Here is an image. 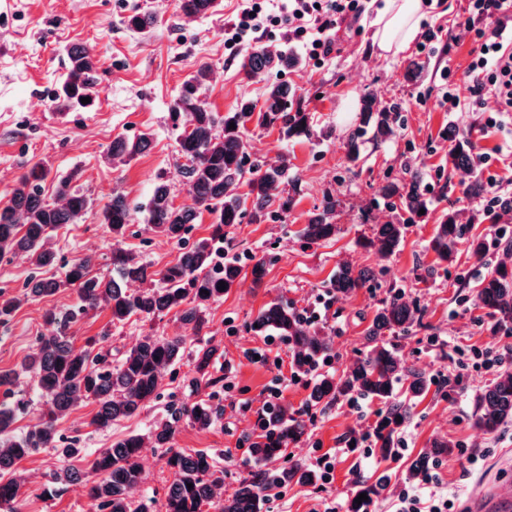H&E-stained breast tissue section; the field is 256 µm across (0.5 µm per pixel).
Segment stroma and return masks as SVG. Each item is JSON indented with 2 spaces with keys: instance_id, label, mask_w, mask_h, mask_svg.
<instances>
[{
  "instance_id": "35a3bbf8",
  "label": "stroma",
  "mask_w": 512,
  "mask_h": 512,
  "mask_svg": "<svg viewBox=\"0 0 512 512\" xmlns=\"http://www.w3.org/2000/svg\"><path fill=\"white\" fill-rule=\"evenodd\" d=\"M383 0H365V10L354 21L330 31L332 53L323 62L304 60L286 78L298 88L294 104L308 112L315 137L289 140L279 127L247 125L250 152L272 162L287 157L301 186L293 194L284 219L260 224L244 221L230 229L228 255L240 256L245 275L238 286L205 311L202 329L180 322L174 315L151 321H129L112 330L114 350L125 351L146 333L181 337L185 355L170 368L160 386L161 396L144 411L113 422L110 429L91 424L95 404L84 402L59 425L63 439H78L82 453L74 465L88 470L96 453L131 434H147L170 405L209 402L223 414L212 426L185 425L173 441L175 449L206 450L216 455L224 470V493L261 471L252 447L254 428L263 410L267 388L281 378L283 405L299 413L307 424L300 441L290 446L274 468L313 470L316 458L335 455L331 482L292 483L264 495L263 512H348L355 479L387 476L386 492L373 499L366 512H394L400 488L410 485L423 494L435 493L454 503V512H470L469 505L483 485L512 483V423L488 434L474 421L476 394L499 370H512V333L492 329L477 299L481 279L503 258L499 227L485 220L472 225L471 236L483 239L485 253L474 258L459 244L453 264L439 263L428 247L444 210L476 214L483 200L464 194L463 175L448 163L450 149L444 133L457 127L483 155L478 170L484 184L495 183L512 194V112L495 109L493 97L475 91L467 73L477 46L476 27H465L467 0H432L422 9L418 31L410 46L398 54L380 53L372 43V22ZM238 0H220L216 11L189 20L180 15L177 0H0V206L9 199L17 178L29 162L43 160L49 175L47 190L73 168L82 171L81 185L91 207L77 224L61 226L52 245L62 261L94 253L99 261L92 272L111 273L108 257L112 237L101 214L114 190L134 205L149 198L158 175L170 181L175 204L190 202V186L178 173L182 163L168 116L170 106L194 67L212 70L204 90L210 109L225 113L244 99L262 101L268 76L246 77L241 69L244 48L229 50L224 31L236 19ZM135 13L155 16L144 33L129 30L125 17ZM88 46L97 60L99 94L94 104L80 110L56 107L51 95L66 71L64 48ZM422 67L418 81L405 78L409 61ZM453 79H446V72ZM456 82L462 107L449 111L443 95ZM383 105L397 104L405 122L396 136L379 147H366L358 163L347 160L345 141L356 124L364 93ZM149 133L152 148L130 165L112 168L106 152L113 139ZM415 166L430 200L426 215L390 209L382 187ZM339 201V231L332 240L309 243L299 231L325 194ZM390 220L404 223L405 238L389 259L361 247L373 225ZM124 248L136 259L161 269L176 262L180 250L150 230L143 221L131 224ZM264 261L265 275L253 283L250 270ZM351 262L373 271L374 278L349 297L337 300L319 326L332 345L331 372L339 376L371 348L368 328L390 289L414 300L421 312L419 326L397 334L393 342L405 366L425 373L428 393L412 402L411 418L396 433L398 451L381 458L365 438L381 412L378 402L350 399L308 406L313 379L294 380L292 345L286 338L266 344L250 325L258 312L274 301L295 308L309 306L327 291L338 266ZM75 289L23 304L0 328V370L18 367L36 348V338L50 333L47 310L76 305ZM202 347L216 351L213 385L191 387L192 356ZM478 349L500 358L497 369L462 362L460 353ZM264 351L267 363L252 362L248 351ZM448 440V456L430 466L426 479H410L413 462L437 440ZM144 480L132 492L135 502H162L170 480L160 449L147 447L142 459ZM58 465L54 450H40L22 461L26 481L15 505L0 512H89L84 484L66 485L54 496L45 489Z\"/></svg>"
}]
</instances>
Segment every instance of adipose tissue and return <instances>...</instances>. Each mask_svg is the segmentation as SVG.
<instances>
[{"mask_svg": "<svg viewBox=\"0 0 512 512\" xmlns=\"http://www.w3.org/2000/svg\"><path fill=\"white\" fill-rule=\"evenodd\" d=\"M421 11L422 0H385L374 21V45L388 53L408 48L414 39Z\"/></svg>", "mask_w": 512, "mask_h": 512, "instance_id": "obj_1", "label": "adipose tissue"}]
</instances>
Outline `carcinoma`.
Segmentation results:
<instances>
[{"mask_svg":"<svg viewBox=\"0 0 512 512\" xmlns=\"http://www.w3.org/2000/svg\"><path fill=\"white\" fill-rule=\"evenodd\" d=\"M216 4L217 0H178V9L187 18H197L213 12ZM66 54L68 68L54 103L69 110L82 106L81 99L93 97L97 67L84 46L74 44L67 48ZM299 64L300 58L292 51L272 53L261 46L250 48L242 59L243 71L248 76L280 74ZM210 74L209 65L197 66L182 84L169 112L172 128L177 131L178 152L186 160L181 173L190 184L191 203L174 205L169 180L162 176L158 177L144 207L131 205L123 193L113 191L110 203L102 212V223L112 234L109 256L112 276L91 273L93 255L65 265L61 279L40 275L42 269L55 265L57 260L50 246L54 230L62 224L77 223L89 207V199L78 185L80 169L75 168L57 180L56 196L60 202L50 203L45 198L49 170L42 160L31 162L19 176L8 203L0 206V257L21 255L34 270L19 294L7 297L0 293V325L8 322L24 301L52 295L69 286L76 288L79 296V303L66 311H46V321L55 325V330L37 338L35 351L18 368L0 370L1 388L12 386L24 374L34 380L38 393L45 398V409L38 422L22 434L15 433L14 423L18 415L27 412L29 401L17 398L0 404V504L17 501L24 485L18 464L43 448H52L59 456L60 466L53 474V484L85 483L95 512H148L147 505H137L131 499V492L143 481L142 453L147 441L154 448L164 449L165 464L171 473L161 512H203L205 506L214 508L215 512H261L262 486L313 481L307 470L285 468L264 473L262 484L245 478L230 495L221 497L224 471L215 455L172 448L183 424L206 429L222 414L220 406L207 402L170 407L161 420L150 426L148 437L129 435L102 449L93 460L89 474L68 465L83 449L56 446L59 422L79 402H94L97 411L91 424L106 429L113 421L130 417L157 400L166 372L185 353L178 336L146 334L114 358L108 346L111 336L108 328L89 339L85 348L77 350L68 336L71 326L99 307L109 311L110 324L114 327L134 316L152 320L172 312L185 324L202 326L207 306L224 297L220 282L230 289L242 278L239 262L221 257L224 228L242 223L247 214L254 223L278 219L291 203V198L279 195V187L286 184L295 192L300 190L299 178L289 171L287 157L282 156L274 163L253 159L245 139L246 124L254 117L261 125L280 126L288 139L313 137L308 113L291 108L296 89L277 79L268 84L262 105L242 100L234 110L221 116L211 111L202 98ZM398 120L396 109H379L372 97L365 95L358 124L346 139L349 159L360 160L362 147L367 143L382 144L390 140L396 134ZM446 139L450 143L448 162L469 176L464 194L473 199L482 197L485 188L472 164L469 141L460 137L452 126L448 127ZM150 145L147 134L118 137L112 141L108 159L114 166L126 165L143 155ZM240 183L248 187L249 212L242 209V199L232 193V188ZM384 193L396 199L399 208L408 213L428 209L422 177L416 169H405V176L386 185ZM337 206L338 200L326 195L321 210L304 225L300 236L310 243L335 237ZM204 210L212 216L209 236L192 242L193 224ZM139 213L144 214V223L151 231L177 245L180 255L176 263L157 270L123 248L128 226L135 223ZM484 213L497 221L505 216L512 220V196L497 199ZM470 223L472 220H462L460 212L455 210L442 214L430 240V248L439 261L453 260L456 244ZM405 231L406 226L399 222L376 224L364 245L375 249L380 257L388 258L398 250ZM370 279L369 270L347 262L340 267L331 287L336 296H345ZM478 298L498 328L512 330L511 262H502L483 278ZM419 313L414 301L400 292L392 294L381 303L372 319L368 336L373 345L368 353L341 376H321L309 397L311 406L351 394L385 404L386 410L374 427V448L382 458L395 453V433L409 418L408 408L396 400L397 384L408 379V391L415 397L424 395L429 388L428 379L407 369L395 347L386 340L419 322ZM252 325L258 336L274 332L288 338L293 347V365L299 371L308 370L331 351L322 329L303 321L299 312L286 302L268 304L259 311ZM214 355L212 348L195 351L192 384L210 383ZM511 421L512 371H505L477 395L475 424L492 433ZM263 422L266 431L253 446L259 462L282 456L306 431L305 421L286 407L268 411ZM449 448L446 440L433 442L431 450L412 466L411 476H419L431 462L448 455ZM386 486L385 479L373 483L359 480L353 497L361 493L370 499L379 497Z\"/></svg>","mask_w":512,"mask_h":512,"instance_id":"obj_1","label":"carcinoma"}]
</instances>
